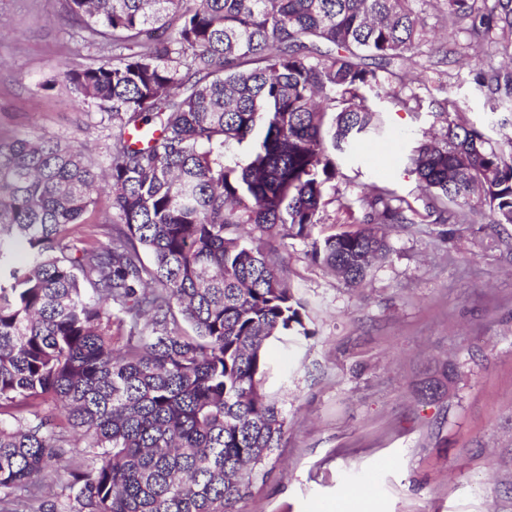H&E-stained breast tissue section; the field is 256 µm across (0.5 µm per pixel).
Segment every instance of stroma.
I'll use <instances>...</instances> for the list:
<instances>
[{
    "mask_svg": "<svg viewBox=\"0 0 512 512\" xmlns=\"http://www.w3.org/2000/svg\"><path fill=\"white\" fill-rule=\"evenodd\" d=\"M420 11L431 41L402 72L422 107L397 112L372 96L385 132L337 156L340 199L316 233L359 229L375 182L424 210L405 157L438 130L444 96L462 122L512 146V106L478 83L499 52L469 59L477 39L466 27L439 21L429 0ZM111 57L68 23L64 0H0V137L71 143L107 167L112 118L79 102L64 74ZM385 235L386 257L356 288L314 263L303 240L280 247L307 333L268 350L265 390L287 425L239 512H512V224L477 212Z\"/></svg>",
    "mask_w": 512,
    "mask_h": 512,
    "instance_id": "1",
    "label": "stroma"
}]
</instances>
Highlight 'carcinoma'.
Returning <instances> with one entry per match:
<instances>
[{
	"label": "carcinoma",
	"mask_w": 512,
	"mask_h": 512,
	"mask_svg": "<svg viewBox=\"0 0 512 512\" xmlns=\"http://www.w3.org/2000/svg\"><path fill=\"white\" fill-rule=\"evenodd\" d=\"M66 2L112 46L113 61L65 75L111 114L112 162L0 139V503L26 491L29 512H235L285 431L263 387L269 345L308 335L275 243L310 241L353 286L387 252L373 225L415 223L373 184L369 227L312 237L341 175L329 150L383 130L363 90L421 108L385 89L426 42L417 0ZM443 2L444 22L501 49L480 79L511 101L512 0ZM458 112L446 99L440 134L406 157L426 216L480 207L512 224V155ZM245 142L246 160H227ZM103 178L109 214L81 232ZM114 326L128 329L119 349ZM52 399L83 450L65 451ZM45 474L68 494L40 495Z\"/></svg>",
	"instance_id": "obj_1"
}]
</instances>
